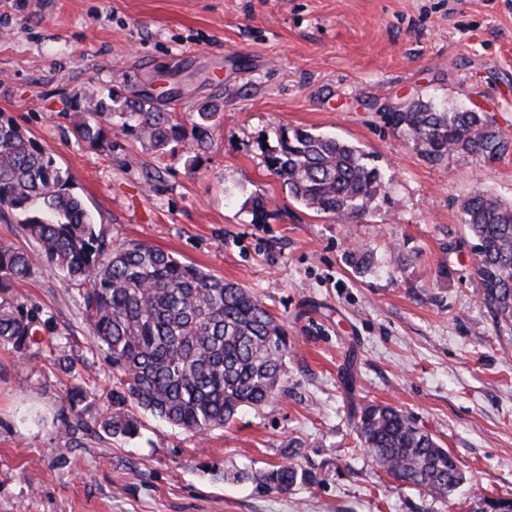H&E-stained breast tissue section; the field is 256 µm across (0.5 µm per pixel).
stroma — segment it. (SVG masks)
<instances>
[{"label":"stroma","instance_id":"obj_1","mask_svg":"<svg viewBox=\"0 0 512 512\" xmlns=\"http://www.w3.org/2000/svg\"><path fill=\"white\" fill-rule=\"evenodd\" d=\"M216 104L206 148L157 154L113 118L110 148L73 133L74 92ZM422 101L487 113L512 138V0H0V115L74 177L112 245L145 243L254 291L288 325V390L192 436L150 416L99 427L112 375L74 287L44 262L0 288L37 341L0 348V512H473L512 498V332L480 301L460 203L512 200V154L433 163L385 118ZM362 148L385 190L354 223L291 198L268 167L279 133ZM265 206L257 210L254 200ZM375 264L356 273L350 249ZM85 367L76 380L53 343ZM395 406L466 477L440 499L354 452V403ZM86 424L73 438L66 415ZM316 475L285 493L232 481L283 458Z\"/></svg>","mask_w":512,"mask_h":512}]
</instances>
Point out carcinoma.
<instances>
[{"label": "carcinoma", "instance_id": "1", "mask_svg": "<svg viewBox=\"0 0 512 512\" xmlns=\"http://www.w3.org/2000/svg\"><path fill=\"white\" fill-rule=\"evenodd\" d=\"M75 136L95 148L109 144L112 115L122 131L150 149L192 136L201 147L218 115L202 104L185 125L150 98L102 97L77 92L70 100ZM425 157L453 154L500 159L506 139L486 128V113L439 109L423 102L391 114ZM269 169L306 208L340 221L357 220L384 191L379 171L359 147L326 134L295 130L282 136ZM474 241L480 298L502 328L512 330V201L479 191L461 206ZM13 215L40 248V257L77 287L83 314L112 368V414L101 422L112 438L129 439L148 414L191 435L231 424L243 411L260 409L286 391L288 326L251 290L185 264L159 248L135 243L112 247L96 233L73 176L18 123L0 115V217ZM359 274L372 268L363 252L347 255ZM30 255L0 245V288L31 274ZM35 317L0 304V345L33 342ZM357 445L385 474L433 497L446 498L463 482L458 459L402 410L353 403ZM240 480L285 493L308 476L282 462Z\"/></svg>", "mask_w": 512, "mask_h": 512}]
</instances>
